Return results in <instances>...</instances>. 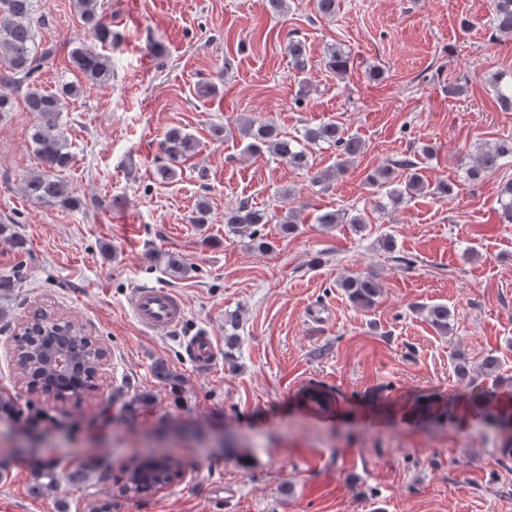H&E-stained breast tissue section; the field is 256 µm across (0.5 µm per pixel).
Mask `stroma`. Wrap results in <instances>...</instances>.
Returning <instances> with one entry per match:
<instances>
[{
	"label": "stroma",
	"instance_id": "obj_1",
	"mask_svg": "<svg viewBox=\"0 0 512 512\" xmlns=\"http://www.w3.org/2000/svg\"><path fill=\"white\" fill-rule=\"evenodd\" d=\"M288 3L279 15L268 0H105L111 79L85 83L64 54L42 76L49 91L82 87L61 117L80 208L22 194L41 168L29 137L36 115L20 97L0 112V224L24 242L0 241V276L16 278L0 305L19 319L43 306L107 352L97 390L58 402L27 389L11 335L0 332V396L58 422L29 431L0 418V512H88L97 499L112 512H512V454L480 431L475 407L456 401L494 356L500 403L512 402V224L498 204L512 165L476 184L465 178L480 146L512 135V112L492 87L496 75L512 80V38L493 36L492 0H340L330 19L315 0ZM37 13L41 41L65 47L83 32L72 0H40ZM291 31L309 59L302 97ZM331 46L350 56L346 75L327 68ZM202 81L216 96H196ZM452 82L461 95H449ZM247 118L290 136L334 120L364 150L345 175L315 186L312 174L333 166L335 152L311 147L306 171L246 152L237 127ZM174 127L198 148L163 183L159 142ZM404 156L456 192L378 208L365 178ZM285 188L301 213L295 235L265 225L261 252L225 233L226 209L274 204ZM202 199L210 221L199 225L191 218ZM330 210L364 223L315 224ZM170 253L185 273L167 268ZM351 274L379 283L372 309L338 288ZM142 283L183 295L178 332L156 337L135 322L127 297ZM315 304L329 308L326 323L307 321ZM438 304L451 313L445 335L419 312ZM230 314L240 320L233 361L193 372L183 340L202 329L223 338ZM160 364L172 381L156 376ZM309 388L331 395L328 413L309 412ZM433 391L455 401L451 418L419 414L415 395ZM147 448L177 460L182 477L139 500L120 497L123 466ZM48 463L57 483L32 495ZM87 463L92 471L71 480Z\"/></svg>",
	"mask_w": 512,
	"mask_h": 512
}]
</instances>
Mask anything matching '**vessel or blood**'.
I'll return each instance as SVG.
<instances>
[{
    "instance_id": "vessel-or-blood-1",
    "label": "vessel or blood",
    "mask_w": 512,
    "mask_h": 512,
    "mask_svg": "<svg viewBox=\"0 0 512 512\" xmlns=\"http://www.w3.org/2000/svg\"><path fill=\"white\" fill-rule=\"evenodd\" d=\"M127 304L139 326L156 336L169 335L187 318L184 298L169 288L140 285L131 292ZM182 347L185 361L199 372L213 370L223 355L221 345L206 330L186 337Z\"/></svg>"
}]
</instances>
